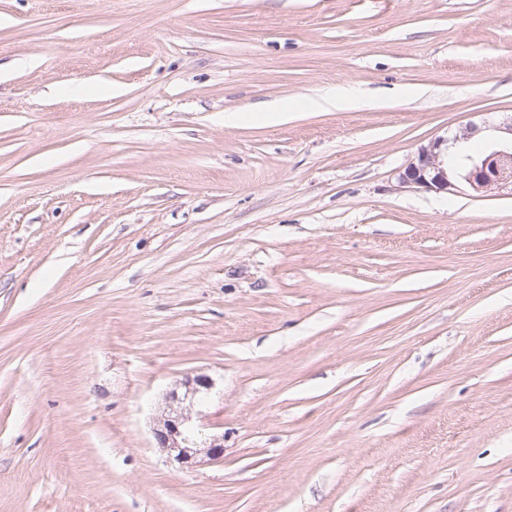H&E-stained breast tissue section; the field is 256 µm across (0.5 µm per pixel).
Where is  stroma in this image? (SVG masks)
<instances>
[{
    "instance_id": "stroma-1",
    "label": "stroma",
    "mask_w": 512,
    "mask_h": 512,
    "mask_svg": "<svg viewBox=\"0 0 512 512\" xmlns=\"http://www.w3.org/2000/svg\"><path fill=\"white\" fill-rule=\"evenodd\" d=\"M510 113L512 0H0V512H512V197L398 183ZM184 391L177 389L167 394L168 413L153 427L152 434L157 448H162L170 461L182 467H193L206 461L218 462L224 459L223 435L203 433L202 425H196L192 417L182 410L184 403L202 407L207 391L210 389L206 376L198 375L192 379L186 378L182 383ZM200 458V459H199Z\"/></svg>"
}]
</instances>
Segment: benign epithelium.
I'll list each match as a JSON object with an SVG mask.
<instances>
[{"label":"benign epithelium","instance_id":"7a95c632","mask_svg":"<svg viewBox=\"0 0 512 512\" xmlns=\"http://www.w3.org/2000/svg\"><path fill=\"white\" fill-rule=\"evenodd\" d=\"M485 133L484 147L478 153L467 148L470 135ZM403 187H417L449 194L466 191L487 196L507 191L512 196V117L498 125L480 127L471 124L465 133L449 142L437 138L419 149L416 158L398 175ZM184 391L167 394L168 413L153 427L156 447L169 460L191 467L205 458L224 459V436L207 435L192 417L182 411L184 403L203 406L209 380L198 375L183 382Z\"/></svg>","mask_w":512,"mask_h":512}]
</instances>
